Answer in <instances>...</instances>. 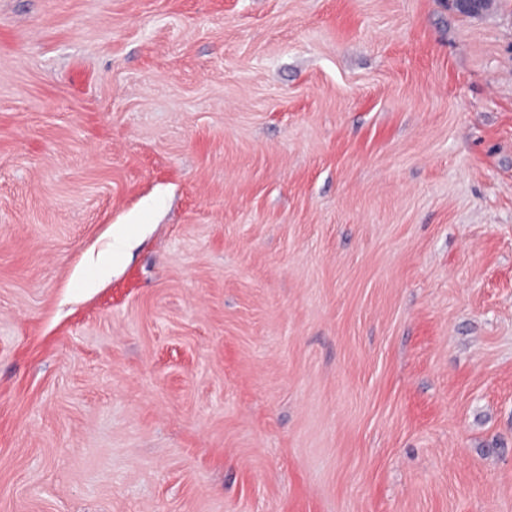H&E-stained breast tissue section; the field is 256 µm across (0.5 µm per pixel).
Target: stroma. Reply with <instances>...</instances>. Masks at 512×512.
Masks as SVG:
<instances>
[{"label":"stroma","instance_id":"obj_1","mask_svg":"<svg viewBox=\"0 0 512 512\" xmlns=\"http://www.w3.org/2000/svg\"><path fill=\"white\" fill-rule=\"evenodd\" d=\"M0 512H512V0H0ZM141 226L143 224H124L112 233V242L108 248L95 259L92 258L89 272L83 280L85 288L93 287L97 281L110 274L113 264L121 258L128 240Z\"/></svg>","mask_w":512,"mask_h":512}]
</instances>
